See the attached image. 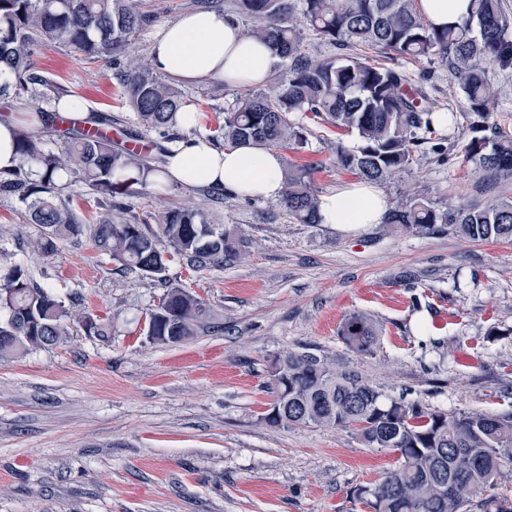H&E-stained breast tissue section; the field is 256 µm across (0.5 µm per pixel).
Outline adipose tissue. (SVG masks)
I'll return each instance as SVG.
<instances>
[{"label": "adipose tissue", "instance_id": "obj_1", "mask_svg": "<svg viewBox=\"0 0 512 512\" xmlns=\"http://www.w3.org/2000/svg\"><path fill=\"white\" fill-rule=\"evenodd\" d=\"M160 74L185 84L218 78L230 86L264 84L275 63L266 45L222 12L191 11L165 23L150 46ZM171 181L187 187L228 188L243 198L280 201L285 192L282 154L255 145L216 148L206 136L175 141L167 157ZM383 193L367 183L337 187L320 196L318 220L339 231L383 223Z\"/></svg>", "mask_w": 512, "mask_h": 512}]
</instances>
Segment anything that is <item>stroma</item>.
Returning a JSON list of instances; mask_svg holds the SVG:
<instances>
[{"label":"stroma","mask_w":512,"mask_h":512,"mask_svg":"<svg viewBox=\"0 0 512 512\" xmlns=\"http://www.w3.org/2000/svg\"><path fill=\"white\" fill-rule=\"evenodd\" d=\"M35 68L86 111L112 119L116 147L163 139L137 123L105 61L59 44L36 48ZM434 110L462 111L463 95L437 60L402 61ZM210 134L243 87L204 80L184 87ZM304 149L283 165L312 167L317 194L357 177L334 163L355 135L306 120ZM437 148L380 183L388 205L407 195L437 208L489 196L512 200L465 158L468 130L440 128ZM167 205L199 207L240 229L248 256L224 268L171 263L166 281L115 270L89 238L58 241L53 256L28 249L14 202L0 200L9 261L61 300L109 324L108 336L71 326L66 339L0 358V512H364L351 492L397 464L332 427H270L261 416L272 359L284 350L324 355L394 397L451 412L512 411V240L476 242L452 226L418 235L396 224L341 232L298 223L278 202L168 184ZM201 298L222 328L179 344L151 342L145 315L166 283ZM381 331L373 351H350L337 332L350 313Z\"/></svg>","instance_id":"35a3bbf8"}]
</instances>
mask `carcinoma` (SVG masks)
<instances>
[{"label":"carcinoma","mask_w":512,"mask_h":512,"mask_svg":"<svg viewBox=\"0 0 512 512\" xmlns=\"http://www.w3.org/2000/svg\"><path fill=\"white\" fill-rule=\"evenodd\" d=\"M321 37L341 47L359 45L379 56L345 53L315 58L305 48L294 8ZM236 10L251 21L246 30L277 59L278 72L264 89L238 100L224 113L217 137L226 146L256 145L302 149L307 128L298 115L312 114L323 124L357 136V146L336 143V166L377 183L406 172L415 152L433 142L439 125L472 133L467 161L489 177L512 179V128L494 121L497 92L484 62L512 68V19L501 0H471V13L457 25L436 28L423 20L418 0H236ZM154 15L142 0H0V95L46 96L47 81L35 72L34 47L54 42L108 60L138 123L167 141L186 101L182 92L148 62L123 65L131 39L147 29ZM401 59L435 58L448 65L467 102V111L443 113L441 123L421 103L406 74L382 55ZM94 116L66 128L55 114L36 118L5 114L14 127L19 162L0 174V198L21 206L22 222L37 227L31 240L49 255L61 239L89 235L94 246L120 270L162 279L168 263L179 259L196 269L232 266L247 255L244 235L212 224L204 210L163 206L155 223L142 224L107 209L86 224L63 197L62 175L78 179L105 196L140 195L152 187L160 196L167 170L161 159L114 146L112 137L93 128ZM63 149H52L54 141ZM312 169L284 173L282 204L301 224L317 223L318 198ZM386 223L426 234L452 224L474 241L512 239V203L492 200L440 211L411 197L391 208ZM154 315L151 341L184 342L203 328L218 329L199 298L168 285ZM73 320L96 336L107 335L93 317L72 315L48 288L32 284L20 263L0 266V357L21 356L59 344ZM338 336L345 346L370 354L378 329L363 312L342 320ZM269 409L262 420L274 427H334L355 434L367 448L399 452L397 465L375 482L356 488L352 499L367 512H512V498L496 492L512 477V412H448L387 394L358 372L339 370L326 356L285 351L275 357L268 384Z\"/></svg>","instance_id":"carcinoma-1"}]
</instances>
